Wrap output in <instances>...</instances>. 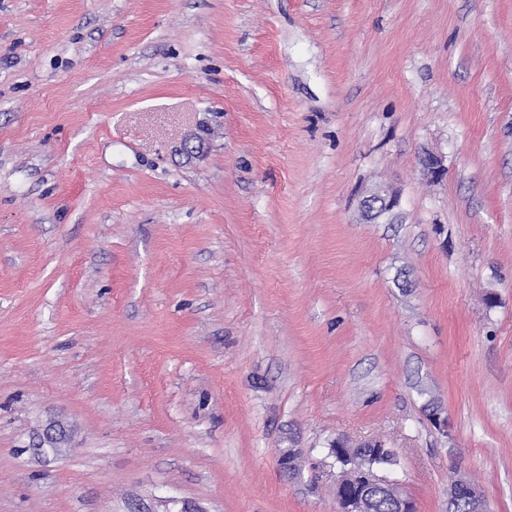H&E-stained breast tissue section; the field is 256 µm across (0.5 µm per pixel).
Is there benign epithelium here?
Here are the masks:
<instances>
[{
	"label": "benign epithelium",
	"instance_id": "obj_1",
	"mask_svg": "<svg viewBox=\"0 0 512 512\" xmlns=\"http://www.w3.org/2000/svg\"><path fill=\"white\" fill-rule=\"evenodd\" d=\"M399 205L396 195L385 189L372 192L362 201L364 214L370 219L388 214ZM331 455L340 467L336 480L338 512H370L374 493L389 490L395 497V512H417L414 501L395 488L384 471L396 464L395 454L381 441L361 442L355 446L338 439L330 448ZM463 499L468 512H487L482 491L461 476L448 489V500Z\"/></svg>",
	"mask_w": 512,
	"mask_h": 512
}]
</instances>
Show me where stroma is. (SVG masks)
Returning a JSON list of instances; mask_svg holds the SVG:
<instances>
[{
    "mask_svg": "<svg viewBox=\"0 0 512 512\" xmlns=\"http://www.w3.org/2000/svg\"><path fill=\"white\" fill-rule=\"evenodd\" d=\"M339 437L512 512V0H0V512H337ZM399 205L396 195L385 189H378L367 196L361 207L367 218L375 219L382 215L391 213Z\"/></svg>",
    "mask_w": 512,
    "mask_h": 512,
    "instance_id": "1",
    "label": "stroma"
}]
</instances>
